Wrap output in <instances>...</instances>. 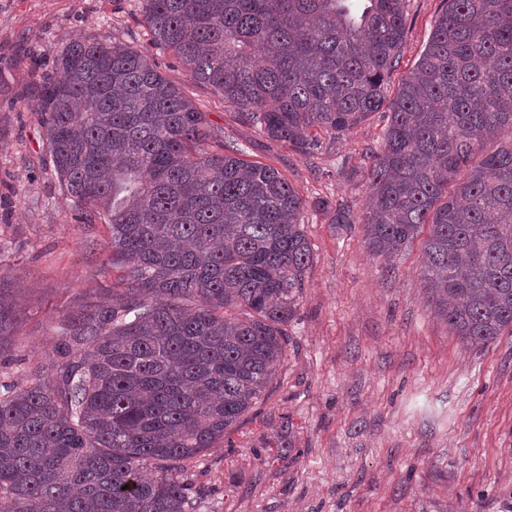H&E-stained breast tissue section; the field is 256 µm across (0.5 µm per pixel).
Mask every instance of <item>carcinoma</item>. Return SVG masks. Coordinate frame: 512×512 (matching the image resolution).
Listing matches in <instances>:
<instances>
[{
  "label": "carcinoma",
  "instance_id": "cac0c4a2",
  "mask_svg": "<svg viewBox=\"0 0 512 512\" xmlns=\"http://www.w3.org/2000/svg\"><path fill=\"white\" fill-rule=\"evenodd\" d=\"M143 0L155 46L270 139L387 116L367 152L369 252L429 226L420 275L471 350L512 334V0H443L394 97L408 0ZM46 147L122 291L61 322L54 372L0 384V512H196L182 479L275 378L313 255L276 169L224 152L206 113L126 45L75 42L36 88ZM0 276V353L15 333Z\"/></svg>",
  "mask_w": 512,
  "mask_h": 512
}]
</instances>
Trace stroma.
Masks as SVG:
<instances>
[{
    "label": "stroma",
    "mask_w": 512,
    "mask_h": 512,
    "mask_svg": "<svg viewBox=\"0 0 512 512\" xmlns=\"http://www.w3.org/2000/svg\"><path fill=\"white\" fill-rule=\"evenodd\" d=\"M142 0H0V276L17 332L0 379L52 371L66 315L108 301L122 272L102 265L108 225L84 224L45 146L35 88L72 42H121L179 87L225 145L277 169L304 206L313 261L278 376L184 474L197 512H512V335L466 349L435 319L419 275L422 241L372 256L361 216L366 153L387 118L320 134L310 155L267 138L154 46ZM441 0H409L396 90L428 42Z\"/></svg>",
    "instance_id": "1"
}]
</instances>
